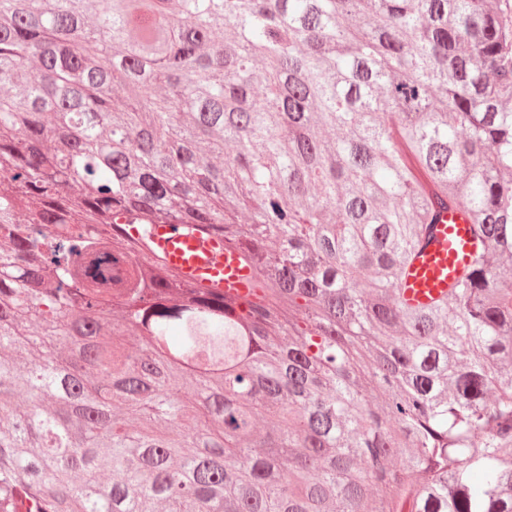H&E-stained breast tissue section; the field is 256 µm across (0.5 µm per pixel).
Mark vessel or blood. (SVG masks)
Wrapping results in <instances>:
<instances>
[{"label":"vessel or blood","mask_w":512,"mask_h":512,"mask_svg":"<svg viewBox=\"0 0 512 512\" xmlns=\"http://www.w3.org/2000/svg\"><path fill=\"white\" fill-rule=\"evenodd\" d=\"M150 239L154 251L169 267L194 285L216 287L231 295H245L251 271L236 254L225 251L222 237L202 235L181 224H155ZM474 251L470 219L461 208L444 212L430 243L415 256L401 286L411 305H427L446 296L451 284L469 264Z\"/></svg>","instance_id":"1"}]
</instances>
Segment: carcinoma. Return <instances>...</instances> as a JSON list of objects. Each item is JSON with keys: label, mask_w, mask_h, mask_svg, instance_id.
<instances>
[{"label": "carcinoma", "mask_w": 512, "mask_h": 512, "mask_svg": "<svg viewBox=\"0 0 512 512\" xmlns=\"http://www.w3.org/2000/svg\"><path fill=\"white\" fill-rule=\"evenodd\" d=\"M0 512H512V0H0ZM430 243L407 269L401 297L411 305H427L448 295L450 285L462 274L474 251L470 219L463 208L444 212ZM188 228V230H185ZM152 254L161 255L169 267L194 285L221 288L231 295H245L251 288L252 272L235 253L224 250L219 235L203 236L184 224H152Z\"/></svg>", "instance_id": "1"}]
</instances>
